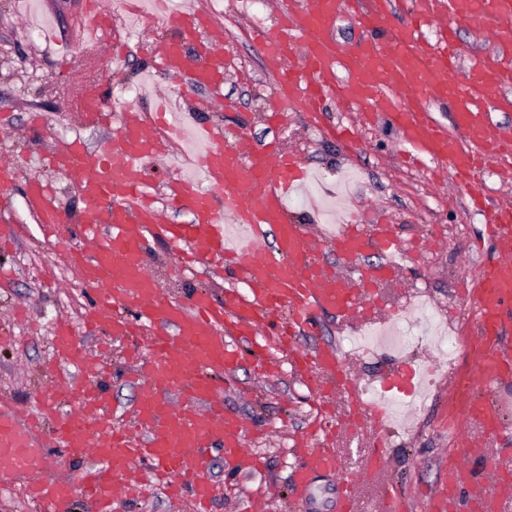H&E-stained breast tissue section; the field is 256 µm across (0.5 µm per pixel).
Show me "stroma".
<instances>
[{"mask_svg": "<svg viewBox=\"0 0 512 512\" xmlns=\"http://www.w3.org/2000/svg\"><path fill=\"white\" fill-rule=\"evenodd\" d=\"M84 2L23 0L18 7L14 0H0V153L24 157L27 172L43 173L61 206L72 212L80 208L77 192L45 170L43 155L74 138L93 151L112 134L111 128L91 124L78 113L79 81L84 77L102 80L112 111L123 112L122 91L141 83L143 72L151 66L150 43L160 34L153 27H132L124 16L113 17L114 28L130 32V52L120 72L104 77L97 52L76 44L64 59L44 39L50 31L63 40L74 35ZM276 18L277 0H261L260 7L244 10L238 0H224L221 24L226 49L235 62L222 85L226 109L203 110L200 92L184 89L161 74L153 91L143 94L136 104V111L156 118L155 96L172 97L198 119L223 127L227 142L244 134L253 143H274L295 154L311 177L291 194L295 201L288 209L291 223L328 230L343 220L345 211L354 210L360 223L396 225L405 245L398 259L400 268L374 285L383 306L397 310L383 321V328L411 325L425 307L443 329L458 332L465 344L479 343L473 324V289L478 266L494 258L482 212L471 205L466 193L454 191L451 181L435 186L430 162L409 160L397 146L394 127L383 121L361 126L355 109L335 105L316 118L305 119L292 112L284 124L269 123L267 106L276 82L255 46L240 32L253 21L268 25ZM337 122L358 127L354 151L324 135V127ZM24 191V184H17L9 207L0 213V270L9 276L7 286L0 288V332L8 337L0 343V398L27 399L34 386L50 376L68 386L82 385L80 372L54 355L55 326L65 318L74 326L82 348L111 365L112 406L118 412H129L138 390L126 360L127 343L107 338L105 327L85 324L90 296L73 275V261L87 252L86 237L96 227L65 225L68 248L57 249L43 240L26 208ZM149 260L157 286L168 300L186 303L203 290L213 303H223L232 280L226 270L181 269L170 246L162 241L151 244ZM317 321L314 335L299 337V345L328 344L342 349L352 374L364 384L379 381L395 367L430 365L438 359L433 343L421 337L397 357L379 349L355 350L346 342L353 328L337 323L328 313L318 315ZM258 342L266 355L277 360V371L268 376L255 371V357L248 350L241 366L224 376L221 385L225 406L240 413L253 428L249 448L261 466L236 473L221 454L209 452L205 475L220 490L213 512H339L341 490L334 475L313 474L310 498L303 503L291 498L290 477L305 461V449L310 446L335 449L344 475L360 478L371 459L373 430L365 425L352 437L333 432L331 418L344 413L347 399L321 397L311 389L308 376L318 373V362H311L305 373L286 349L268 337H259ZM473 367L471 357L462 356L431 387L424 406L408 404L393 416L386 467L377 482L362 481L355 512H376L380 484L402 493L406 512H431L457 450L448 432L454 381ZM459 427L466 439L487 448V460L494 469L512 473V432L502 438L490 437L464 418Z\"/></svg>", "mask_w": 512, "mask_h": 512, "instance_id": "stroma-1", "label": "stroma"}]
</instances>
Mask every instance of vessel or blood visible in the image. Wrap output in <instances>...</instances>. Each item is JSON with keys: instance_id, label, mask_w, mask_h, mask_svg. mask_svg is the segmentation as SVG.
Returning a JSON list of instances; mask_svg holds the SVG:
<instances>
[{"instance_id": "obj_1", "label": "vessel or blood", "mask_w": 512, "mask_h": 512, "mask_svg": "<svg viewBox=\"0 0 512 512\" xmlns=\"http://www.w3.org/2000/svg\"><path fill=\"white\" fill-rule=\"evenodd\" d=\"M393 2L280 0L276 22L255 29L259 52L276 77L274 115L314 117L335 102L360 103L366 116L392 123L407 153L429 157L456 184L476 183L491 160L499 174L511 176L512 132L500 127L492 112L502 107L498 89L512 85V64L505 61L512 54V0H403L400 23ZM343 11L358 16L363 32L351 49L339 45L332 32ZM162 19L172 35L154 45L160 65L183 86L209 90L208 106H222L220 87L230 63L223 30L193 8L163 13ZM463 25L481 29L500 53L472 57L463 79L456 81L452 74L462 57L458 30ZM80 30L79 44L100 46V14L86 15ZM83 98L88 120L111 125L112 113L98 86L86 87ZM444 101L456 108L452 133L429 109L430 103ZM188 127L204 145L195 157L204 180L172 184L166 207H159L145 166L167 155ZM47 167L79 191L86 223L107 227L93 255L76 264L80 280L95 294L87 322L108 324L113 335L143 341L151 356L143 358L137 348L130 352L140 390L134 425L113 426L109 395L101 385L106 367L87 358L69 321H59L56 353L83 367L91 383L75 394L68 411L47 391H35L23 402L0 401V476L24 475L27 496L51 512H68L78 495L92 501L95 512H112L119 497L141 493L148 471L167 496L189 498L194 512H210L218 489L203 473L207 451L220 452L235 467L257 465L246 448L247 425L225 407L218 383L219 374L240 365V341L267 327L282 337L284 328L274 318L283 308L297 336L311 329L316 312L341 321L369 312L378 303L372 284L395 267L401 253L395 227L368 229L353 217L330 233L314 235L286 223V198L308 175L297 157L269 143L224 144L218 130L189 113L164 132L154 121L126 113L102 149L86 150L75 139L52 151ZM25 203L45 236L61 237L67 215L41 178H28ZM167 207L188 210L192 222L166 223ZM487 224L496 258L478 274L481 345L474 363L478 373L507 381L512 379V343L503 335L512 317V209L493 211ZM154 239L172 243L195 266L223 264L246 285V293L228 292L220 308L204 295L186 305L167 301L146 263ZM325 245L343 265L358 266V276L329 271L318 258ZM373 249L384 254L385 263L361 266ZM313 356L332 389L349 397L350 415L367 414L377 426L370 471L380 473L390 435L383 407L363 410L356 382L337 350L296 352L301 364ZM455 387L468 399V419L500 436L499 409L479 396L473 378L457 379ZM45 432L60 448L59 459L42 455L37 437ZM485 455V448L475 444L453 459L448 512L464 506L485 512L491 498L512 501V475L501 473L489 482L474 473L472 460ZM69 462L82 465L77 479L55 476V469ZM339 469L335 453L312 452L294 474L297 495L307 498L312 471Z\"/></svg>"}]
</instances>
